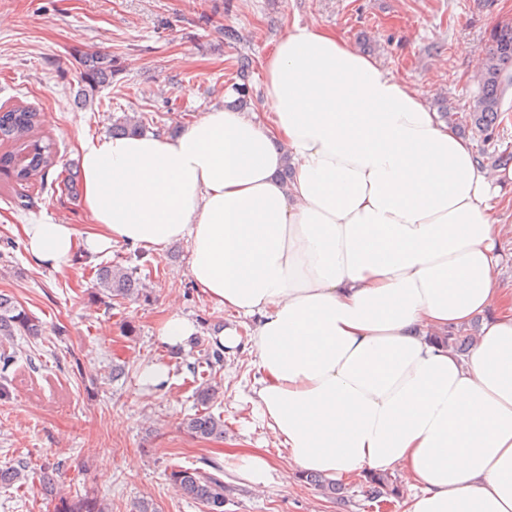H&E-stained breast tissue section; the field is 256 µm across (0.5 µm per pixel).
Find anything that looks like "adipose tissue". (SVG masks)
<instances>
[{
  "mask_svg": "<svg viewBox=\"0 0 512 512\" xmlns=\"http://www.w3.org/2000/svg\"><path fill=\"white\" fill-rule=\"evenodd\" d=\"M261 69L266 113L83 141L92 231L40 220L27 251L59 271L80 248L188 243L195 286L254 322L257 403L291 470L399 472L406 512H512V224L491 204L512 169L318 24ZM476 318L468 355L442 343Z\"/></svg>",
  "mask_w": 512,
  "mask_h": 512,
  "instance_id": "ef3b65f1",
  "label": "adipose tissue"
}]
</instances>
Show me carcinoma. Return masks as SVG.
<instances>
[{"instance_id": "carcinoma-1", "label": "carcinoma", "mask_w": 512, "mask_h": 512, "mask_svg": "<svg viewBox=\"0 0 512 512\" xmlns=\"http://www.w3.org/2000/svg\"><path fill=\"white\" fill-rule=\"evenodd\" d=\"M490 49L483 67L478 74L479 93L465 115L458 116L455 110L443 107L441 116L460 125L465 123L482 136L483 148L479 154L482 162L506 166L512 163V151L497 148L496 130L502 117L501 105L505 91L512 86V25L503 24L493 28L489 36ZM235 77L239 83L234 90L237 103L247 105L250 99L252 59L241 54L235 62ZM112 75V60L99 55L85 61L84 80L89 92L109 80ZM39 113L27 106H13L0 110V142L8 144L10 150L0 154V167L10 169L16 183L31 184L45 180L49 170L56 165L54 144L39 136ZM141 117H127L112 128V136H130L143 131ZM97 285L111 300L131 299L144 295L139 279L133 273L117 265L97 268ZM38 337L41 325L10 296L0 293V343L10 341L17 334ZM218 394L217 388L205 381L196 390L197 402L202 409L186 422L189 432L200 438L224 436V420L204 410ZM56 467L44 466L38 470L30 468L28 462L19 459L10 465L0 467V487L22 489L27 493L53 496L56 494L54 472ZM170 480L182 495L201 504L206 512H224V481L201 468L176 467L170 472ZM367 494L378 501L386 496L400 494L398 486L384 473L366 478ZM56 512H112L110 504L96 498L69 499L58 497Z\"/></svg>"}]
</instances>
